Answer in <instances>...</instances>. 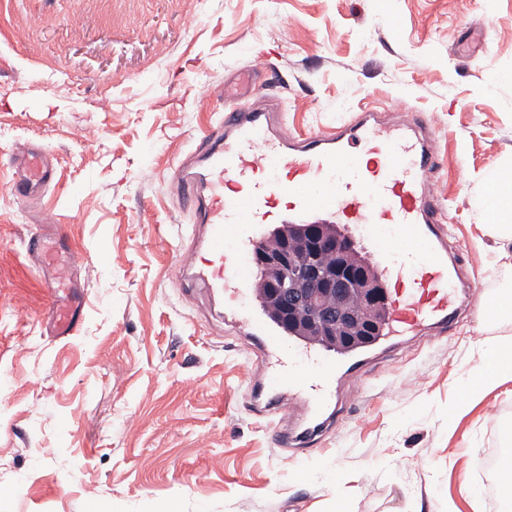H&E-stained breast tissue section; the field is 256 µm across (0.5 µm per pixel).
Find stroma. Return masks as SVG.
<instances>
[{
	"instance_id": "obj_1",
	"label": "stroma",
	"mask_w": 512,
	"mask_h": 512,
	"mask_svg": "<svg viewBox=\"0 0 512 512\" xmlns=\"http://www.w3.org/2000/svg\"><path fill=\"white\" fill-rule=\"evenodd\" d=\"M261 52L253 99L289 132L430 117L448 242L482 306L512 288L480 203L512 159V0H0V512H500L485 462L511 440L512 380L467 406L462 384L512 319L481 306L359 354L335 426L292 452L250 409L252 338L180 276L194 216L172 174ZM26 144L59 165L24 206L5 186ZM47 213L82 257L55 270L83 296L66 340L25 257Z\"/></svg>"
}]
</instances>
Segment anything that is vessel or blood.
I'll return each instance as SVG.
<instances>
[{
	"mask_svg": "<svg viewBox=\"0 0 512 512\" xmlns=\"http://www.w3.org/2000/svg\"><path fill=\"white\" fill-rule=\"evenodd\" d=\"M411 118L382 122L365 112L331 131L288 132L274 101L225 110L191 162L173 174L199 220L191 254L213 295L252 302L240 322L258 348L248 368L257 412L277 416L278 447L317 436V417L336 395L340 353L284 332L260 306L262 280L251 262L257 245L274 246L275 224H326L367 244L368 262L391 291L379 336L436 337L469 307L472 285L448 246L430 175L435 156ZM57 172L53 152L29 146L7 185L20 202L39 200ZM53 332L76 335L78 308L54 303Z\"/></svg>",
	"mask_w": 512,
	"mask_h": 512,
	"instance_id": "b4317fda",
	"label": "vessel or blood"
}]
</instances>
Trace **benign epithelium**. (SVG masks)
I'll return each instance as SVG.
<instances>
[{
	"mask_svg": "<svg viewBox=\"0 0 512 512\" xmlns=\"http://www.w3.org/2000/svg\"><path fill=\"white\" fill-rule=\"evenodd\" d=\"M274 233L280 234V247H257L253 261L265 279L263 306L277 323L341 351L372 343L387 294L350 241L322 224H306L293 237L286 228ZM326 254L333 255L334 264L318 263Z\"/></svg>",
	"mask_w": 512,
	"mask_h": 512,
	"instance_id": "benign-epithelium-1",
	"label": "benign epithelium"
}]
</instances>
